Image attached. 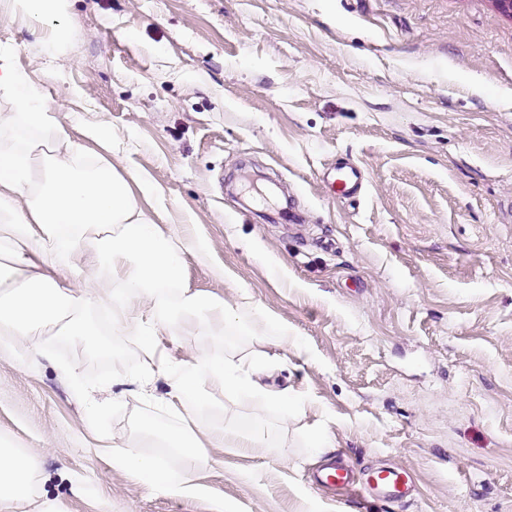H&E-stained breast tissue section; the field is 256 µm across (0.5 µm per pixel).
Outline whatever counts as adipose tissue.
<instances>
[{
  "mask_svg": "<svg viewBox=\"0 0 512 512\" xmlns=\"http://www.w3.org/2000/svg\"><path fill=\"white\" fill-rule=\"evenodd\" d=\"M66 2L0 0V21H30L31 36L58 56L76 39ZM5 57L0 50V99L11 104L0 110V334L10 338L11 351L24 356L50 330L96 342L84 315L90 307L107 306L112 335L138 344L146 356L135 395L150 396L159 374L169 387L167 410L191 401L202 407L210 401L206 385L221 382L226 394L252 403L255 415L249 429L221 435L224 446L277 447L262 415L287 410L289 397L259 386L253 364L195 357L156 365L152 341L158 332H174L186 316L205 330L232 321L235 310L185 286V256L202 262L207 256L195 241L163 228L164 204L150 211L139 206L138 193L155 191L149 180L121 173L106 156L79 163L67 128ZM173 287L179 295L171 301L167 291ZM159 440L168 450L166 461L141 455L133 444L112 446V458L152 487L191 492L193 474L209 463L191 428L170 426ZM35 473L32 456L0 446V505L28 500Z\"/></svg>",
  "mask_w": 512,
  "mask_h": 512,
  "instance_id": "1",
  "label": "adipose tissue"
}]
</instances>
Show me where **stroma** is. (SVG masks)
Returning a JSON list of instances; mask_svg holds the SVG:
<instances>
[{"label":"stroma","instance_id":"1","mask_svg":"<svg viewBox=\"0 0 512 512\" xmlns=\"http://www.w3.org/2000/svg\"><path fill=\"white\" fill-rule=\"evenodd\" d=\"M68 19L63 62L17 21L0 44L83 159L112 153L156 186L169 228L209 256L187 257L184 282L237 309L206 332L183 318L158 350L260 362L297 410L266 414L278 451L219 448L252 409L210 384L192 418L210 464L193 493L162 491L99 447L154 455L173 422L165 380L148 400L116 393L140 347L41 337L36 366L0 356V438L37 459L11 512H512V15L494 0H69ZM346 160L355 198L321 182ZM268 316L300 352L263 342ZM333 454L406 468L418 493L318 490Z\"/></svg>","mask_w":512,"mask_h":512}]
</instances>
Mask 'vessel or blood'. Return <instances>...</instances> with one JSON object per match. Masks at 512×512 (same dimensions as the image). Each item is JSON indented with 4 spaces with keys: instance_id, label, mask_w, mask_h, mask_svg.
Here are the masks:
<instances>
[{
    "instance_id": "obj_1",
    "label": "vessel or blood",
    "mask_w": 512,
    "mask_h": 512,
    "mask_svg": "<svg viewBox=\"0 0 512 512\" xmlns=\"http://www.w3.org/2000/svg\"><path fill=\"white\" fill-rule=\"evenodd\" d=\"M360 171L355 166L336 167L330 176L334 194L351 196L359 185ZM317 485L338 489L346 496L363 499L377 497L390 502H408L413 492V481L409 471L403 468H382L366 478H358L352 466L341 459L330 460L314 474Z\"/></svg>"
}]
</instances>
